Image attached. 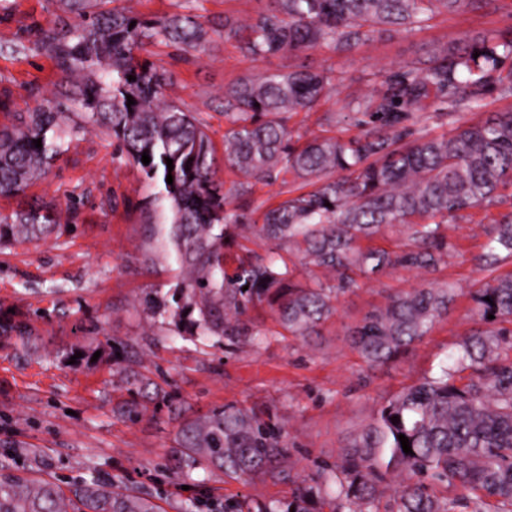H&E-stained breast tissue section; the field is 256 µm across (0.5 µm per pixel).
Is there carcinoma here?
<instances>
[{
    "instance_id": "obj_1",
    "label": "carcinoma",
    "mask_w": 512,
    "mask_h": 512,
    "mask_svg": "<svg viewBox=\"0 0 512 512\" xmlns=\"http://www.w3.org/2000/svg\"><path fill=\"white\" fill-rule=\"evenodd\" d=\"M57 2L78 22L67 36L42 30L39 47L62 81L34 107L12 113L11 124L0 125V195L45 177L80 135L98 130L111 136L114 156L138 166L159 187L161 253L176 262L179 275L166 295L145 304L150 326L166 325L176 337L237 344L249 335L245 311L264 302L289 334L317 336L337 297L358 279L397 267L438 271L447 254L448 222L499 203L512 188V110L459 121L447 136L425 130L433 118L481 110L493 89L512 93V31L453 38L401 72L376 74L370 99L348 104L362 127L353 136L306 138L288 126L293 113L311 112L328 97L336 85L331 69L236 81L224 91V167L243 180L226 195L208 125L166 98L174 74L147 53L154 43L198 50L208 35L205 22L190 13L146 21L125 9L103 11V0ZM271 2L245 21L224 17V37L245 58L265 60L324 44L346 51L388 27L420 29L441 12L479 9L494 0ZM129 95L136 101L130 107ZM282 174L292 176L283 181L291 184L287 196L263 208L262 223H252L243 205L254 182L272 183ZM61 217L62 210L48 203L0 212V244L44 239ZM393 224L407 228L405 249L357 246ZM230 227L261 241L266 256L241 260L227 272ZM285 252L324 278L309 285L295 281ZM507 257L512 211L494 221L480 257L485 278L474 293L475 311L489 328L463 339L439 374L387 400L335 465L314 477L297 474L288 503L262 505L258 512H317V501L326 498L330 512H375L388 480L397 485L396 512H512V330L494 328L512 324V274H496ZM455 293L447 282H427L391 296L352 329L356 348L369 363L391 361L430 333ZM400 434L413 454L404 453ZM176 452L189 468L236 478L272 473L287 455L279 427L236 404L185 419ZM436 484L454 495L437 496ZM0 512L159 508L115 482L67 491L54 479L0 473Z\"/></svg>"
}]
</instances>
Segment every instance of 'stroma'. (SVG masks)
Returning a JSON list of instances; mask_svg holds the SVG:
<instances>
[{
	"mask_svg": "<svg viewBox=\"0 0 512 512\" xmlns=\"http://www.w3.org/2000/svg\"><path fill=\"white\" fill-rule=\"evenodd\" d=\"M144 19L193 13L208 21L204 49L182 53L151 45L153 58L175 75L168 99L202 118L216 149L224 147V91L236 80L300 68L333 69L341 81L317 111L289 121L307 135L348 102L372 91L374 72H398L426 58L449 38L512 27V0L487 8L442 13L428 27L386 31L347 52L323 46L253 61L224 38V18L246 20L268 0H118ZM75 15L54 0H0V101L16 112L55 90L61 75L36 47L41 29L66 31ZM112 140L92 132L74 142L46 179L0 197V212L56 199L72 208L69 222L47 240L0 248V323L26 326L0 334V469L37 471L70 485L115 477L153 496L163 512H181L200 498L212 512L232 506L252 512L281 504L295 483L287 473L243 481L217 470L187 469L174 453L182 418L234 403L273 415L282 426L287 463L314 474L335 463L392 395L438 373L458 344L482 323L472 295L484 274L479 257L494 219L512 211V196L450 222L452 245L433 275L397 268L360 280L340 296L335 315L309 341L283 334L268 305L248 310L247 342L171 340L148 328L146 295L167 292L174 262L152 257L155 184L133 163L113 157ZM454 283L457 295L431 333L391 362L369 364L348 331L399 291L426 280Z\"/></svg>",
	"mask_w": 512,
	"mask_h": 512,
	"instance_id": "obj_1",
	"label": "stroma"
}]
</instances>
